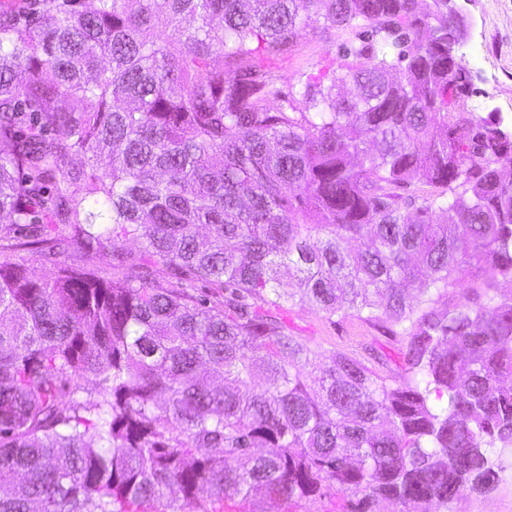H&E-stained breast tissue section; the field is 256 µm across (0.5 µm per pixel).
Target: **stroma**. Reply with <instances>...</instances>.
<instances>
[{"label": "stroma", "instance_id": "35a3bbf8", "mask_svg": "<svg viewBox=\"0 0 512 512\" xmlns=\"http://www.w3.org/2000/svg\"><path fill=\"white\" fill-rule=\"evenodd\" d=\"M471 44L481 46L478 60L464 58L471 88L462 104L465 111L485 117L489 113L512 122V0H468ZM342 36L325 29L322 16L313 14L298 44L287 54L269 57L268 65L288 90L300 73L315 72L339 54ZM279 318L293 335L317 350L322 359L338 351L364 360L371 367H387L392 376L404 373L403 344L379 325L354 318L329 320L315 307L292 305ZM507 469L489 492L465 494L448 505V512H512V454H504Z\"/></svg>", "mask_w": 512, "mask_h": 512}]
</instances>
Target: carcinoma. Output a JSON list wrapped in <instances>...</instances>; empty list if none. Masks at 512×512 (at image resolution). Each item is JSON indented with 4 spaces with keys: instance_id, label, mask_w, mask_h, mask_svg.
<instances>
[{
    "instance_id": "cac0c4a2",
    "label": "carcinoma",
    "mask_w": 512,
    "mask_h": 512,
    "mask_svg": "<svg viewBox=\"0 0 512 512\" xmlns=\"http://www.w3.org/2000/svg\"><path fill=\"white\" fill-rule=\"evenodd\" d=\"M312 12L346 40L285 94L261 57ZM457 37L448 0L0 5V239L34 226L21 246L50 266L0 263V512L331 491L350 512H444L496 486L512 448V290L496 288L512 282V133L459 108ZM417 184L436 191L395 192ZM126 243L166 283L126 273ZM75 244L112 276L62 260ZM297 302L388 326L404 377L342 351L323 362L279 320Z\"/></svg>"
}]
</instances>
